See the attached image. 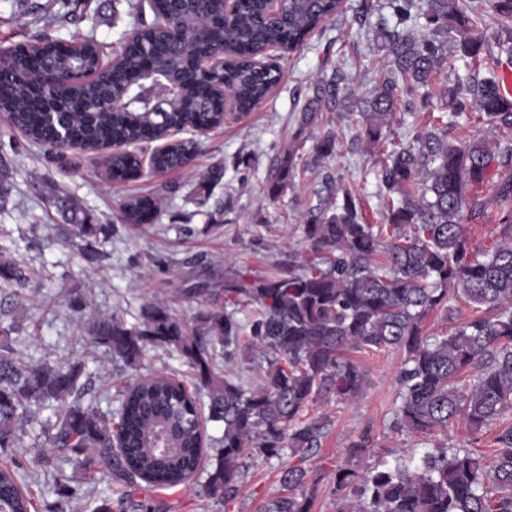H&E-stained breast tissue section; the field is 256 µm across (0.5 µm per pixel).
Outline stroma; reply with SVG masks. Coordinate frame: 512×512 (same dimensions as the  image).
Returning <instances> with one entry per match:
<instances>
[{"mask_svg":"<svg viewBox=\"0 0 512 512\" xmlns=\"http://www.w3.org/2000/svg\"><path fill=\"white\" fill-rule=\"evenodd\" d=\"M386 0H343L340 12L324 22L297 50L281 61L282 78L253 110L232 114L223 126L199 137L198 150L187 167L122 182L106 180L99 160L73 153L67 165L50 161L46 145L13 130L0 112V178L12 189L0 206V251L19 262L29 276L26 287L0 288V325L15 324L11 344L19 360L70 359L82 363L85 401L105 413L116 411L125 386L135 375L164 373L191 383L190 371L177 352L149 351L138 369L110 360L80 338L77 316L67 304L71 290L87 301L86 315H116L136 323L140 307L152 300L184 322H192L202 300L197 290L220 280L233 267L265 276L287 263L289 256L312 259L298 229L304 216L330 203L326 175L341 178L356 195L367 223L382 221L377 172L385 158L384 146L351 149L356 118L346 110L323 109L313 125L299 127L309 87L318 78L341 70L348 86L362 93L373 86L385 65L382 41L374 25ZM131 29L128 0H0V49L44 34L66 40L94 38L112 51ZM334 132L337 152L319 164L302 161L288 190L269 199L267 185L277 173L278 158L292 139L312 147L315 137ZM455 140H483L489 144L512 141V131L490 129L472 111L448 121ZM223 164L220 182H206L214 164ZM153 195L160 207L157 223L131 227L120 220V204L130 197ZM484 212L470 221L474 245L491 244L500 237V204L495 183L483 185ZM78 199L92 223L109 227L102 242L103 256L90 261L79 240L70 236L63 205ZM404 358L401 349L354 353L352 359L368 379L355 402L344 405L321 401L309 405L305 416H329L330 425L320 448L310 459L317 471L313 512H339L332 473L352 462L363 469L379 456L415 447V435L392 429V410L398 393L396 376ZM26 425L22 443L12 451L32 471L27 489L38 512H53L58 500L51 480L34 470V459L46 451L39 438V421ZM372 444L360 456L347 450L362 432ZM215 448H208L194 480L164 490L132 486L105 475L83 486L66 512H89L90 502L108 496L138 500L148 496L162 512H260L268 500L283 493L281 472L287 459L257 456L240 484L234 503L215 505L202 487L211 469Z\"/></svg>","mask_w":512,"mask_h":512,"instance_id":"stroma-1","label":"stroma"}]
</instances>
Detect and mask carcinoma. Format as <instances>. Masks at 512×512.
Returning a JSON list of instances; mask_svg holds the SVG:
<instances>
[{
	"instance_id": "carcinoma-1",
	"label": "carcinoma",
	"mask_w": 512,
	"mask_h": 512,
	"mask_svg": "<svg viewBox=\"0 0 512 512\" xmlns=\"http://www.w3.org/2000/svg\"><path fill=\"white\" fill-rule=\"evenodd\" d=\"M341 7V0H283L281 18L266 19L267 0H238L232 13L224 0H136L132 30L138 36L120 47L115 65L99 64L100 45L82 41L78 52L62 50L54 40L41 49L15 48L17 70L46 76L48 91L9 75L0 76V110L37 142L63 134L71 148L93 149L108 142L142 143L165 129L177 128L192 115L200 123H222V103L212 95L217 82L231 89L243 111L257 104L282 77L279 67L256 68L249 60L270 45L292 51ZM402 29L379 30L386 49L385 75L362 95L353 94L337 72L314 82L301 123L310 126L322 107H341L358 116L355 140L385 143L397 113L432 108L427 92L434 74L448 59V46L462 56L488 57V75L468 74L448 87L445 109L454 116L476 110L493 129H512V96L501 86L485 30L469 15L470 0H389ZM427 33L418 36L408 23L418 15ZM205 20L214 30L210 42L173 39L168 26ZM224 50L232 62L224 75L208 77L195 61ZM161 61L166 85L160 94L145 75V53ZM125 108L111 111L108 100ZM191 140L171 145L153 158L159 171L188 162ZM291 143L280 157L277 175L267 188L276 199L290 185L303 155ZM336 138L325 134L312 147L313 161L331 157ZM139 157H112L111 177L137 176ZM502 203L500 240L487 248L471 244L467 222L480 215V186L499 171ZM383 223L368 224L350 188L328 182L342 194L299 225L310 250L325 266L288 262L271 276L236 271L224 283L193 292L209 295L193 325L167 308L144 303L138 322L129 326L113 315L91 317L87 341L128 367L140 364L152 348L176 350L190 368L195 390L166 376L134 379L117 410V422L81 401V367L68 361H17L10 342L0 341V451L15 448L23 426L36 419L34 409L51 411L41 422L50 453L39 467L52 474L66 500L80 486L107 472L135 484L174 488L193 473L207 449L201 417L224 424L213 440L215 463L203 493L228 505L238 494L246 460L254 455L297 459L285 467L281 482L288 493L261 512H311L315 483L304 466L326 435V416L304 417L310 404L328 396L350 402L364 386L351 351L399 348L405 358L398 370L400 402L393 429L424 438L421 448H403L359 472L348 464L334 472L336 496L356 499L352 512H512V144L490 149L482 142L448 138V123L414 130L393 144L380 170ZM72 235L88 255L98 253L103 228L89 223L75 202L67 205ZM160 213L154 198L130 199L120 219L132 227L152 224ZM25 270L0 259V281L22 285ZM464 298L476 311L447 336H426L423 322L434 310ZM252 306L243 323L231 307ZM235 359L240 350L259 352L267 362L262 382L247 388L224 376L217 349ZM207 401H200V396ZM501 422L491 461L471 449L474 439L452 443L448 430L461 422L471 435ZM440 432L443 440L433 439ZM118 436L120 450L112 447ZM72 462L71 475L52 468L51 453ZM25 466L19 460L0 466V512H31Z\"/></svg>"
}]
</instances>
